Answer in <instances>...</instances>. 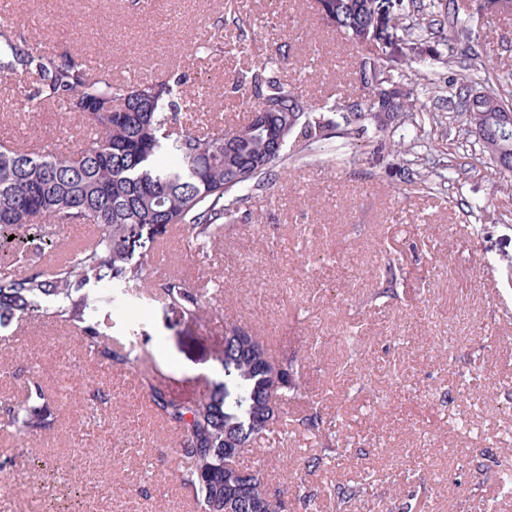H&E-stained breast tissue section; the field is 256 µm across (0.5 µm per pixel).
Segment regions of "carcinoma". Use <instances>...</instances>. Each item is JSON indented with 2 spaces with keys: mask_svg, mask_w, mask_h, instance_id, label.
<instances>
[{
  "mask_svg": "<svg viewBox=\"0 0 512 512\" xmlns=\"http://www.w3.org/2000/svg\"><path fill=\"white\" fill-rule=\"evenodd\" d=\"M316 3L322 18L347 39L358 45L372 41L366 0ZM0 48L7 57L0 69L19 79L36 76L20 106L36 111L58 105L79 113L87 129L73 156L0 149V239L13 237L15 250L30 262L54 248L41 234L44 224L98 229L93 246L73 249L53 267L26 276L0 275V329L18 318H53L79 331L89 351L118 364L133 362V351L112 348L93 319L91 294L103 286L134 289L152 283L147 261L134 257L136 229L180 224L196 241L219 243L224 224L249 199L243 190L265 189L267 175L285 160L287 144H279L280 133L288 130L289 140H321L335 127L315 115L300 89L283 85L271 57L231 78L233 92L262 117L202 132L179 118L205 103L201 93L185 94V79L114 83L94 76L83 52L56 54L16 38L10 29L0 30ZM383 90V78L363 79L359 111L374 114L373 99ZM484 98L476 107L465 101L467 124L494 155L498 173H511L512 125L499 128V113L489 109L503 103L495 91ZM160 288L184 316L207 313L204 296L186 282L169 278ZM251 339L245 352L224 350V380L204 396L179 399L157 386L148 389L151 410L176 432L180 485L202 512H224V438L231 434L238 438L239 457L272 434L291 436V426L326 439L313 464L340 455L335 423L317 411L290 419L281 407L298 389L297 359H275L262 337ZM0 414L32 435L47 427L50 416L42 405L4 404ZM242 491L255 503L286 495L271 486L260 466L251 469Z\"/></svg>",
  "mask_w": 512,
  "mask_h": 512,
  "instance_id": "1",
  "label": "carcinoma"
}]
</instances>
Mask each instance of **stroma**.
Masks as SVG:
<instances>
[{
	"instance_id": "1",
	"label": "stroma",
	"mask_w": 512,
	"mask_h": 512,
	"mask_svg": "<svg viewBox=\"0 0 512 512\" xmlns=\"http://www.w3.org/2000/svg\"><path fill=\"white\" fill-rule=\"evenodd\" d=\"M0 0V25L62 54L82 48L116 80L184 75L223 102L214 120L249 114L233 73L286 46L306 71L282 67L335 121L320 141L289 143L274 196L257 192L246 219L224 227L199 265L179 225L143 229L135 253H165L177 277L205 290L207 316L190 319L163 297L114 290L95 321L116 341L136 332L142 360L113 367L90 355L77 330L47 318L0 330V403L20 404L18 361L44 372L51 425L34 435L0 423V512H30L33 498L75 490L80 512H198L180 488L174 432L146 404L144 380L187 397L220 373L224 330L263 337L272 356L298 360L289 414L333 421L341 455L319 466L302 439L272 437L247 467L312 494L310 512H336V487L363 486L346 512H512V180L462 113L467 93L512 73V12L481 0H376L374 58L345 43L313 0ZM248 57L216 63L202 45L216 25ZM379 62L418 99L400 118L358 114L361 63ZM477 64L469 87L449 85ZM0 86V147L72 154L78 114L17 107Z\"/></svg>"
}]
</instances>
